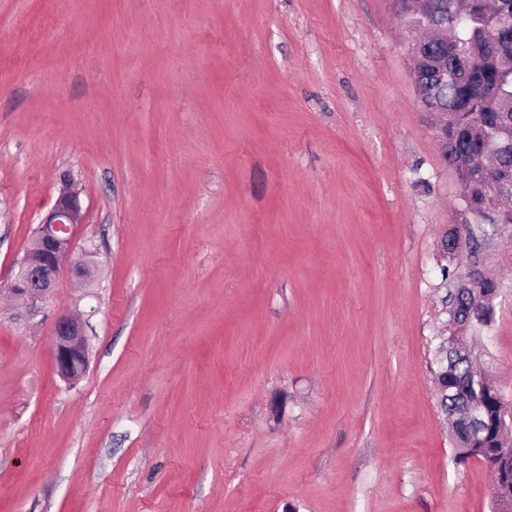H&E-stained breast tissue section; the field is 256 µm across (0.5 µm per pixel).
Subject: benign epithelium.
Here are the masks:
<instances>
[{
    "label": "benign epithelium",
    "instance_id": "1",
    "mask_svg": "<svg viewBox=\"0 0 512 512\" xmlns=\"http://www.w3.org/2000/svg\"><path fill=\"white\" fill-rule=\"evenodd\" d=\"M82 220L79 192L66 183L52 207L37 224L30 247L7 291L32 309L53 294L74 248L75 230ZM485 266L473 260L463 275L467 288H480ZM53 362L65 381L77 380L88 363L83 324L72 315L60 317L53 334Z\"/></svg>",
    "mask_w": 512,
    "mask_h": 512
}]
</instances>
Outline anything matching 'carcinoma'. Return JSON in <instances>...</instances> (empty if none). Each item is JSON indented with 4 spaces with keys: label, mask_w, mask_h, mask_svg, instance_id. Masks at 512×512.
I'll return each mask as SVG.
<instances>
[{
    "label": "carcinoma",
    "mask_w": 512,
    "mask_h": 512,
    "mask_svg": "<svg viewBox=\"0 0 512 512\" xmlns=\"http://www.w3.org/2000/svg\"><path fill=\"white\" fill-rule=\"evenodd\" d=\"M510 18L512 0H431V8H421L408 22L413 30L427 31L422 39L425 61L414 65L413 76L422 99L433 111L448 116L442 156L457 174L463 201L480 200L498 189L501 198L491 208L470 212L472 225L479 229L489 225L495 231L512 224V37L497 39L499 28ZM445 23L457 52L448 56V82L438 84L430 78L428 66L440 62V51L433 46L440 37L435 27ZM494 39L497 48H486ZM456 239L457 230L451 228L441 240L442 257L448 260L441 266L442 284L447 288L442 298L448 314L444 327L455 334L440 337L433 369L439 385L438 404L452 417L463 415L464 406L448 401V391L462 399L470 397L467 378L473 372L454 345L458 337L469 339L491 326L499 288L496 279L485 278L483 295L476 301L461 286L462 273L453 266L456 249L451 242ZM493 388L492 381H487L482 432L477 438L460 436L469 451L455 448L454 462L463 463L472 455L484 460L512 439L508 434L499 438L500 424L512 427V422L503 420L502 405L490 394ZM495 474L494 497L512 494V461H501Z\"/></svg>",
    "instance_id": "obj_1"
}]
</instances>
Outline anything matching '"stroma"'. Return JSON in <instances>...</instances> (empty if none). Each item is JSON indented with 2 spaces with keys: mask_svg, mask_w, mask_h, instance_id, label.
I'll list each match as a JSON object with an SVG mask.
<instances>
[{
  "mask_svg": "<svg viewBox=\"0 0 512 512\" xmlns=\"http://www.w3.org/2000/svg\"><path fill=\"white\" fill-rule=\"evenodd\" d=\"M408 37L401 0H0V512H492L434 395L467 211ZM65 177L98 270L32 315ZM480 254L512 402V227ZM53 362L57 374L65 381L77 380L88 363L83 324L72 315L60 317L53 334Z\"/></svg>",
  "mask_w": 512,
  "mask_h": 512,
  "instance_id": "1",
  "label": "stroma"
}]
</instances>
